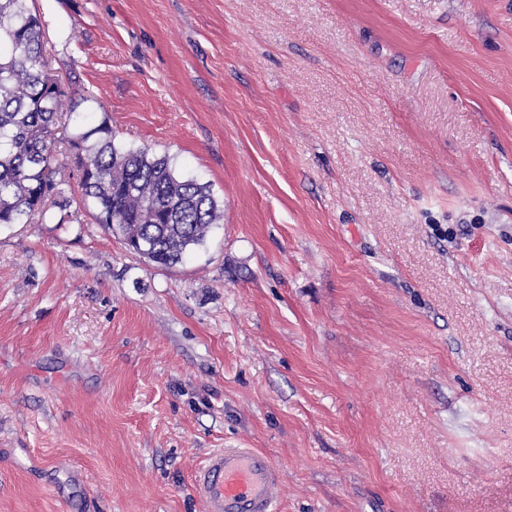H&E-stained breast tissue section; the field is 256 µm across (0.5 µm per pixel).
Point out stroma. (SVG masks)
Listing matches in <instances>:
<instances>
[{
    "instance_id": "35a3bbf8",
    "label": "stroma",
    "mask_w": 512,
    "mask_h": 512,
    "mask_svg": "<svg viewBox=\"0 0 512 512\" xmlns=\"http://www.w3.org/2000/svg\"><path fill=\"white\" fill-rule=\"evenodd\" d=\"M52 73L224 222L0 227V512H512V0H34ZM279 468L255 448L234 446L210 453L194 478L206 512H273Z\"/></svg>"
}]
</instances>
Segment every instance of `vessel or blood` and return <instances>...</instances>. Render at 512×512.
I'll use <instances>...</instances> for the list:
<instances>
[{
  "instance_id": "b4317fda",
  "label": "vessel or blood",
  "mask_w": 512,
  "mask_h": 512,
  "mask_svg": "<svg viewBox=\"0 0 512 512\" xmlns=\"http://www.w3.org/2000/svg\"><path fill=\"white\" fill-rule=\"evenodd\" d=\"M278 467L253 448L210 453L194 478V491L207 512H274Z\"/></svg>"
}]
</instances>
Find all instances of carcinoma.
I'll list each match as a JSON object with an SVG mask.
<instances>
[{
	"label": "carcinoma",
	"mask_w": 512,
	"mask_h": 512,
	"mask_svg": "<svg viewBox=\"0 0 512 512\" xmlns=\"http://www.w3.org/2000/svg\"><path fill=\"white\" fill-rule=\"evenodd\" d=\"M95 103L49 71L43 23L28 0H0V224L64 209L65 175L78 172L96 223L149 262L174 268L205 243L224 208L168 157L115 143L105 120L86 126ZM64 113L73 128L59 145L53 131Z\"/></svg>",
	"instance_id": "1"
}]
</instances>
